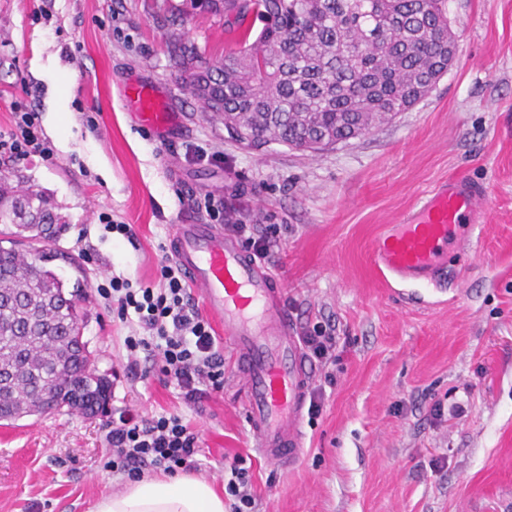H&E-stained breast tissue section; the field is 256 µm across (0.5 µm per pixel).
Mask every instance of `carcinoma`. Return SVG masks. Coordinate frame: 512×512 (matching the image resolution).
<instances>
[{"instance_id": "obj_1", "label": "carcinoma", "mask_w": 512, "mask_h": 512, "mask_svg": "<svg viewBox=\"0 0 512 512\" xmlns=\"http://www.w3.org/2000/svg\"><path fill=\"white\" fill-rule=\"evenodd\" d=\"M196 15L224 18L236 49L215 58L183 42ZM168 39L204 109L235 112L249 144L323 150L415 106L448 71L445 0H183ZM261 23L254 30L255 23ZM0 419L42 412L43 393L87 414L111 383H88L79 345L81 282L67 291L42 247L62 217L38 192L0 184Z\"/></svg>"}]
</instances>
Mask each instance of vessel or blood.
<instances>
[{
	"instance_id": "b4317fda",
	"label": "vessel or blood",
	"mask_w": 512,
	"mask_h": 512,
	"mask_svg": "<svg viewBox=\"0 0 512 512\" xmlns=\"http://www.w3.org/2000/svg\"><path fill=\"white\" fill-rule=\"evenodd\" d=\"M126 99L142 126L162 135L178 127V116L167 111L152 86L129 85ZM483 200L482 189L465 179L439 184L406 223L375 240L378 274L388 283L434 280L448 264V246L459 226L477 229ZM169 257L224 324V337L238 357L255 448L273 464L296 463L304 450L312 372L280 282L215 224L174 225Z\"/></svg>"
}]
</instances>
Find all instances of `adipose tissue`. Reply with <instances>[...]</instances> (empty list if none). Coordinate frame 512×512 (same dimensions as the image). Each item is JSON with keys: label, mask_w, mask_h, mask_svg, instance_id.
Wrapping results in <instances>:
<instances>
[{"label": "adipose tissue", "mask_w": 512, "mask_h": 512, "mask_svg": "<svg viewBox=\"0 0 512 512\" xmlns=\"http://www.w3.org/2000/svg\"><path fill=\"white\" fill-rule=\"evenodd\" d=\"M93 512H226V507L207 480L181 474L129 483L103 496Z\"/></svg>", "instance_id": "1"}]
</instances>
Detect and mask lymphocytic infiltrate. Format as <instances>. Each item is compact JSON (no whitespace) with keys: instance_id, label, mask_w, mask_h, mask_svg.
<instances>
[{"instance_id":"f902f5d3","label":"lymphocytic infiltrate","mask_w":512,"mask_h":512,"mask_svg":"<svg viewBox=\"0 0 512 512\" xmlns=\"http://www.w3.org/2000/svg\"><path fill=\"white\" fill-rule=\"evenodd\" d=\"M14 124L0 132V155L16 161L33 154L48 155L38 134V114L14 103ZM224 229L238 237L256 260L269 258L280 244L278 227L245 224L225 216ZM100 295L116 303L120 315L135 312L141 335L129 336L125 346L132 355L127 368L142 378L157 374L165 384H175L184 399L199 403L224 389V355L215 333L198 310L180 268L162 263L157 285L131 288L128 281L112 279ZM112 467L128 478H141L144 471L168 474L193 468L199 453L197 435L189 422L177 414L144 418L120 412L107 434Z\"/></svg>"}]
</instances>
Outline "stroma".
<instances>
[{
	"mask_svg": "<svg viewBox=\"0 0 512 512\" xmlns=\"http://www.w3.org/2000/svg\"><path fill=\"white\" fill-rule=\"evenodd\" d=\"M153 2L0 0V131L21 101L51 149L0 162V182L42 193L62 216L54 246L82 259L83 339L112 385L93 417L0 421V512H92L122 490L106 434L124 410L190 421L193 473L216 491L225 464L250 459L254 512H512V0H447L448 72L412 109L318 152L232 140L183 83ZM184 32L215 56L233 39L216 17ZM134 82L156 88L178 129L162 137L138 123L124 94ZM451 176L485 191L481 229L449 246L440 283L385 285L375 239ZM208 196L246 223L279 225L273 273L296 329H336V361L315 367L311 385L322 410L306 416L289 468L253 444L230 345L223 392L187 402L156 376L127 375L137 316L120 318L97 292L114 277L157 284L173 225L214 223L199 205Z\"/></svg>",
	"mask_w": 512,
	"mask_h": 512,
	"instance_id": "stroma-1",
	"label": "stroma"
}]
</instances>
